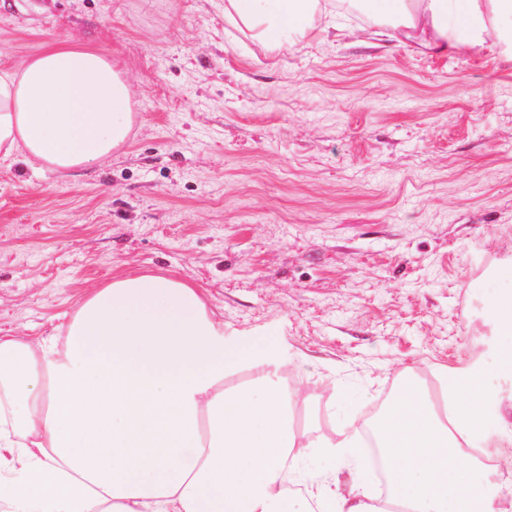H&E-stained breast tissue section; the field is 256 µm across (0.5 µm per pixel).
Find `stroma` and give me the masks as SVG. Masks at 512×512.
Masks as SVG:
<instances>
[{"label": "stroma", "instance_id": "stroma-1", "mask_svg": "<svg viewBox=\"0 0 512 512\" xmlns=\"http://www.w3.org/2000/svg\"><path fill=\"white\" fill-rule=\"evenodd\" d=\"M283 46L224 0H0V60H118L126 142L77 174L0 160V335H63L125 275L197 284L229 345L272 347L297 434L339 438L409 367L497 357L512 291V59L348 23ZM488 321L493 325L497 336L509 340L508 348L504 351L501 364L491 368L490 372L512 371V295L510 298L491 297L486 300Z\"/></svg>", "mask_w": 512, "mask_h": 512}]
</instances>
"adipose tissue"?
<instances>
[{"instance_id":"ef3b65f1","label":"adipose tissue","mask_w":512,"mask_h":512,"mask_svg":"<svg viewBox=\"0 0 512 512\" xmlns=\"http://www.w3.org/2000/svg\"><path fill=\"white\" fill-rule=\"evenodd\" d=\"M429 52L466 46L512 57V0H372ZM317 0H225L252 37H315ZM128 86L111 58L53 41L20 67L0 66V157L76 172L119 147L131 128ZM248 366L247 385L225 388ZM278 365L228 347L192 283L151 274L95 288L64 341L32 349L0 336V502L8 512H283L295 461L296 393ZM376 423L386 499L410 512H501L503 488L477 480L502 451L479 429L495 394L476 367L442 372L444 414L410 369ZM355 476L309 490L304 512H376L374 474L356 434L320 444Z\"/></svg>"}]
</instances>
